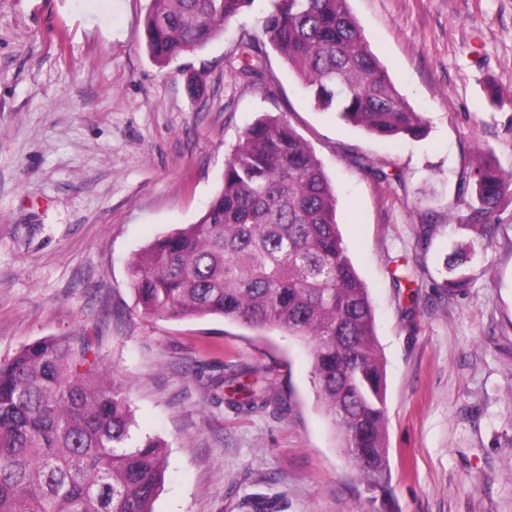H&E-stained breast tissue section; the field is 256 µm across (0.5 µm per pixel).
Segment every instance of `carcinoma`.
<instances>
[{
	"label": "carcinoma",
	"instance_id": "carcinoma-1",
	"mask_svg": "<svg viewBox=\"0 0 512 512\" xmlns=\"http://www.w3.org/2000/svg\"><path fill=\"white\" fill-rule=\"evenodd\" d=\"M255 0H150L149 56L164 68L204 48ZM263 29L315 107L383 138L425 135L348 0H268ZM239 74L268 88L265 52L240 43ZM477 204L459 220L492 242L512 174L486 160L463 176ZM142 311L222 317L309 344L322 408L371 490L388 475L385 373L369 289L337 222V196L312 146L282 115L247 126L198 219L159 236L128 265ZM214 395L240 412L267 404L269 379L230 365ZM125 387L87 336L45 337L0 361V512H154L164 445L138 435Z\"/></svg>",
	"mask_w": 512,
	"mask_h": 512
}]
</instances>
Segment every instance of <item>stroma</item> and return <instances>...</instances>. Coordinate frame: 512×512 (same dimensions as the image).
I'll list each match as a JSON object with an SVG mask.
<instances>
[{
    "instance_id": "1",
    "label": "stroma",
    "mask_w": 512,
    "mask_h": 512,
    "mask_svg": "<svg viewBox=\"0 0 512 512\" xmlns=\"http://www.w3.org/2000/svg\"><path fill=\"white\" fill-rule=\"evenodd\" d=\"M149 0H0V361L44 337L96 341L138 433L167 451L155 512H512V201L492 243L457 216L482 150L512 170V0H349L428 134L380 138L314 108L268 53L270 89L235 75L264 42L265 0L159 68ZM285 115L335 188L386 370L389 470L372 491L338 445L308 345L220 318L143 314L128 263L195 221L260 115ZM391 174L377 183L354 163ZM431 224L430 241L419 239ZM472 250L455 288L448 255ZM272 383L268 405L212 400L225 365Z\"/></svg>"
}]
</instances>
